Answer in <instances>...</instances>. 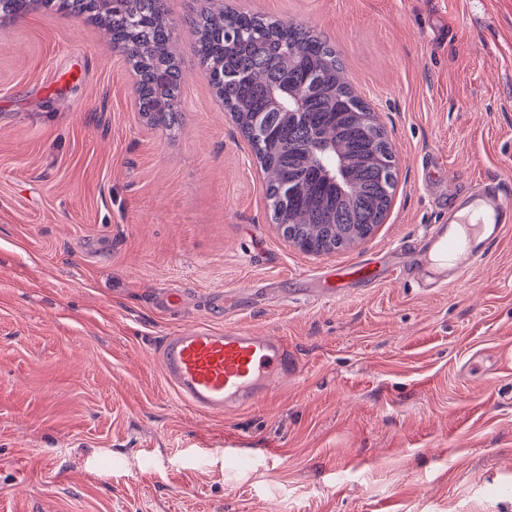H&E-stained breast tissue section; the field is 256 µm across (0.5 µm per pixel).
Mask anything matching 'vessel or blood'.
Wrapping results in <instances>:
<instances>
[{"label":"vessel or blood","mask_w":512,"mask_h":512,"mask_svg":"<svg viewBox=\"0 0 512 512\" xmlns=\"http://www.w3.org/2000/svg\"><path fill=\"white\" fill-rule=\"evenodd\" d=\"M512 223V186L486 178L456 191L445 223L425 235L426 252L444 261L463 259L460 273L476 267L495 244L503 225ZM338 285L374 283L366 263L337 270ZM158 357L165 380L176 394L214 417L267 395L291 371L286 344L242 327H198L162 338Z\"/></svg>","instance_id":"1"}]
</instances>
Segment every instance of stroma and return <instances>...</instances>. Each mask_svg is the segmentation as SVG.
<instances>
[{"mask_svg":"<svg viewBox=\"0 0 512 512\" xmlns=\"http://www.w3.org/2000/svg\"><path fill=\"white\" fill-rule=\"evenodd\" d=\"M165 5L174 133L89 20L0 22V512H512V224L438 287L419 267L332 298L322 278L386 268L456 188L512 181V0H224L327 39L388 132L385 220L323 255L273 223L199 65L208 0ZM200 325L282 338L292 374L200 413L153 357Z\"/></svg>","mask_w":512,"mask_h":512,"instance_id":"1","label":"stroma"}]
</instances>
